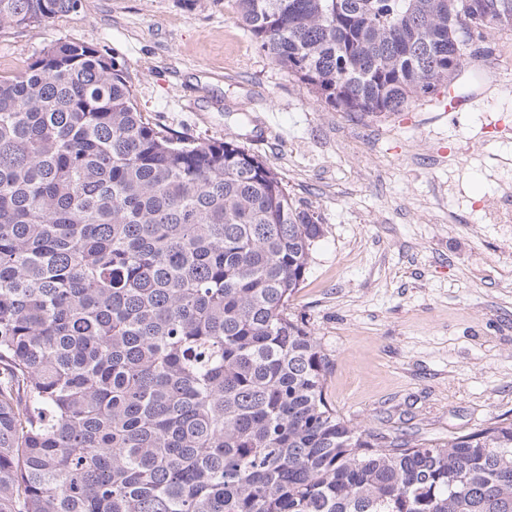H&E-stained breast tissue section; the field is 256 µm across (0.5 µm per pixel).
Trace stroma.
<instances>
[{
  "instance_id": "1",
  "label": "stroma",
  "mask_w": 512,
  "mask_h": 512,
  "mask_svg": "<svg viewBox=\"0 0 512 512\" xmlns=\"http://www.w3.org/2000/svg\"><path fill=\"white\" fill-rule=\"evenodd\" d=\"M233 0H82L44 26L0 31V75L50 43L124 64L165 134L237 140L317 212L324 235L289 302L329 354L338 414L437 442L512 416V31L408 110L339 112L274 65ZM465 102L457 116L443 107Z\"/></svg>"
}]
</instances>
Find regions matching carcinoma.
Returning <instances> with one entry per match:
<instances>
[{"label": "carcinoma", "mask_w": 512, "mask_h": 512, "mask_svg": "<svg viewBox=\"0 0 512 512\" xmlns=\"http://www.w3.org/2000/svg\"><path fill=\"white\" fill-rule=\"evenodd\" d=\"M235 0L322 103L448 86L512 0ZM81 0H0V30ZM323 236L233 139L182 140L125 68L59 40L0 78V512H512V418L440 444L351 425L288 302Z\"/></svg>", "instance_id": "cac0c4a2"}]
</instances>
